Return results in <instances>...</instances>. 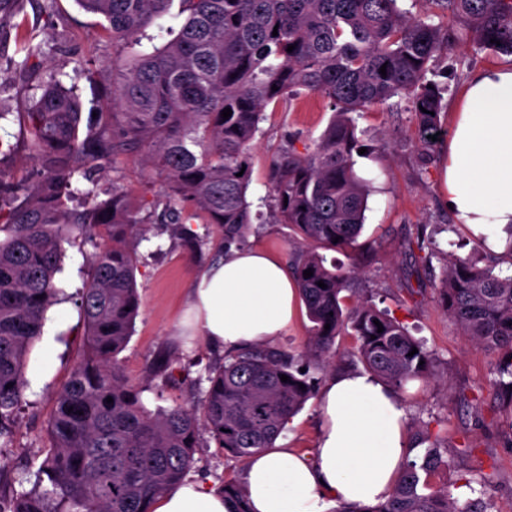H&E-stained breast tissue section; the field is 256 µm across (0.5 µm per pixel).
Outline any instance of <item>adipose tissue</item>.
Returning <instances> with one entry per match:
<instances>
[{
	"label": "adipose tissue",
	"instance_id": "adipose-tissue-1",
	"mask_svg": "<svg viewBox=\"0 0 512 512\" xmlns=\"http://www.w3.org/2000/svg\"><path fill=\"white\" fill-rule=\"evenodd\" d=\"M443 194L461 227L503 255L512 242V65L479 69L464 83L443 162ZM298 288L271 253L231 250L194 278L189 311L198 333L229 352L281 336L296 314ZM313 455L267 448L243 481L251 512H325V501L385 500L409 458L402 402L367 372H343L323 386ZM222 490L181 481L153 512H233Z\"/></svg>",
	"mask_w": 512,
	"mask_h": 512
}]
</instances>
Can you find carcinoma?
<instances>
[{"label": "carcinoma", "instance_id": "1", "mask_svg": "<svg viewBox=\"0 0 512 512\" xmlns=\"http://www.w3.org/2000/svg\"><path fill=\"white\" fill-rule=\"evenodd\" d=\"M75 2L104 18L112 64L124 67L110 83L97 65L85 69L100 88L94 114L83 115L76 91L51 79L18 115L36 167L19 178L0 169V439L11 433L29 351L56 299L63 244L78 233L104 246L80 297L84 354L57 397L31 487L1 485L0 512H151L194 464L202 432L226 455L246 460L274 447L312 397L315 380L294 355L258 343L209 371L202 430L182 407L147 409L117 361L142 304L136 271L144 219L170 225L192 253L202 247L188 228L199 211L224 230L226 244L243 241L252 224L250 143L266 107L300 89L327 99L333 115L317 143L299 152L290 142L271 160L269 197L274 222L297 236L294 275L312 323L309 352L333 353L336 337L351 329L366 370L394 389L429 377L432 353L388 311L367 300L346 306L351 273L328 268L318 249L352 248L363 229L368 188L355 171L356 116L396 98L409 104L423 133L437 129L442 89L428 88L427 74L453 33L426 13L402 11L398 0H180L177 29L164 25L173 0ZM436 2L480 48L512 55V0ZM23 7L24 0H0V24ZM12 28L14 44L26 51L21 69L39 75L31 63L43 54L36 29L24 20ZM144 39L151 48L129 54ZM226 108L232 114L225 119ZM140 156L162 180L161 214L140 217L151 204L133 200L117 181L104 198L91 190L89 200L71 205L76 176ZM495 268L451 259L441 296L465 335L503 353L493 386L512 412V275ZM440 448L435 443L421 460L407 461L385 501L341 502L334 512H488L478 498L461 503L432 487L434 472L451 463ZM223 490L236 512H249L235 481H224Z\"/></svg>", "mask_w": 512, "mask_h": 512}]
</instances>
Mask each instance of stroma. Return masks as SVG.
Listing matches in <instances>:
<instances>
[{"label": "stroma", "mask_w": 512, "mask_h": 512, "mask_svg": "<svg viewBox=\"0 0 512 512\" xmlns=\"http://www.w3.org/2000/svg\"><path fill=\"white\" fill-rule=\"evenodd\" d=\"M25 18L38 24L37 40L44 51L41 75L55 74L64 86L75 87L84 111H92L94 89L85 77V65L91 60L112 61V41L103 30V20L83 11L75 0H27ZM24 57V52L12 49L0 59V69L13 79L12 89L0 94V110L9 114L0 121V143L13 146L9 168L17 174L31 169L34 159L16 114L41 93L36 81L15 67ZM511 62L512 57L477 48L466 38L449 43L435 61L438 74L450 68L456 71L444 94L436 140L422 139L414 113L403 104L358 118L364 151L356 155L355 169L371 188L364 228L355 248L323 252L327 265L353 271L355 298L372 299L400 314L409 333L431 351L436 379L411 381L400 393L407 422L425 425L429 439L440 440L448 449L452 465L432 476V485L457 498L467 492L466 479L488 476V483L474 492L488 503L489 512H512V427L492 385V369L500 354L462 335L440 303V286L449 255L471 258L481 267L489 263L490 255L470 246L467 233L443 206L441 168L463 84L475 70ZM265 115L252 142L247 198L256 217L247 244L277 256L289 267L299 253L294 234L289 225L272 222L268 207L260 203L268 194L269 163L287 143L301 150L318 140L332 111L322 97L302 92L267 107ZM116 181L134 199L160 197L159 178L148 174L137 159L96 168L91 179H77L75 186L84 193ZM145 229L136 273L142 305L119 360L128 384L142 389L148 409L194 408L207 387L208 370L222 364L224 354L201 336L191 335L183 321L193 278L224 257V234L215 225L195 222L192 230L203 246L193 254L172 238L166 225L149 220ZM94 251L93 244L81 238L64 246L56 286L68 311L60 313L54 306L45 315L43 333L55 337L53 350L44 352L37 344L29 353L28 367L45 359L50 368L41 384L23 392L12 436L0 448V480L27 478L37 468V451L47 444L57 395L84 352L78 298ZM163 349L172 355L171 368L166 374L152 375L151 363ZM319 418V400L314 397L286 425L277 445L312 453ZM244 468V461L227 456L211 441L198 449L186 477L220 488L225 480H241Z\"/></svg>", "instance_id": "obj_1"}]
</instances>
